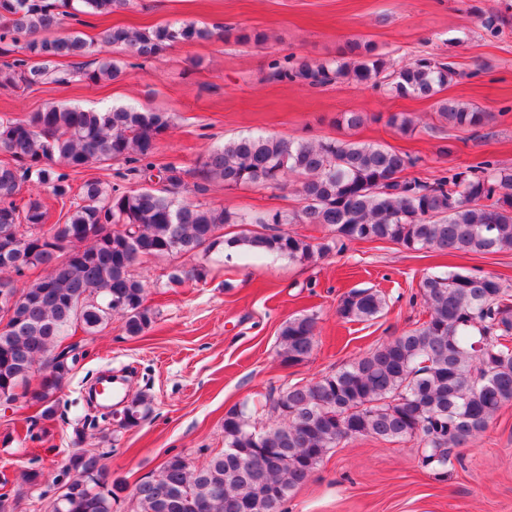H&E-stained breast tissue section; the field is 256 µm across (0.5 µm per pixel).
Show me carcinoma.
I'll use <instances>...</instances> for the list:
<instances>
[{
    "label": "carcinoma",
    "mask_w": 512,
    "mask_h": 512,
    "mask_svg": "<svg viewBox=\"0 0 512 512\" xmlns=\"http://www.w3.org/2000/svg\"><path fill=\"white\" fill-rule=\"evenodd\" d=\"M129 0H0V85H68L116 80L117 63L103 47H120L137 59L155 61L177 43L207 40L214 32L194 22L152 29L108 27L97 41L77 31L59 32L66 18L107 15ZM86 63L56 64L59 58L92 53ZM350 57L313 64L289 56L271 64V77L311 87L339 80L376 87L385 82L401 95L431 98L457 72L448 63L421 59L397 70L369 43L353 42ZM438 116L450 125L480 128L488 114L474 104L440 102ZM387 125L414 132L413 119L392 113ZM171 126L167 112L116 107L95 112L48 105L24 119H0V296L16 298L0 329V397L34 373L32 398L48 404L61 392L74 361L55 348L75 326L88 334L112 316L138 336L155 322L145 304L146 281L134 273L149 257L195 256L223 243L221 230L236 224L239 246L311 262L342 252L356 240L384 241L409 250L497 253L512 251V172L485 159L464 169L450 167L432 180L410 176L417 159L391 147L343 139L300 140L249 136L231 140L202 157V182L283 188L299 177V209L249 215L180 198L187 171L169 163L158 169V186L122 191L98 179L74 188L71 174L93 164L122 161L145 176L155 164L157 140ZM33 183L54 200L70 202L62 224H47L49 209L37 195L21 197ZM282 224H315L324 241L284 231ZM45 266L48 276L22 285L14 276ZM201 265L175 266L170 284L204 281ZM429 318L338 370L306 383L272 387L266 396L277 419L256 428L245 406L224 414V452L192 467L179 454L132 491L135 512H283L290 494L306 482L323 458L348 439L382 443L415 440L422 464L443 468L452 451L483 433L497 412L512 403V290L499 277L463 271L431 274L419 283ZM385 308L377 290L354 289L339 302L347 322H368ZM316 318L293 316L280 328L281 364L308 361ZM130 426L151 410L144 395L125 407ZM101 454L72 453L58 485L63 492L52 512H112L126 490L110 481Z\"/></svg>",
    "instance_id": "1"
}]
</instances>
